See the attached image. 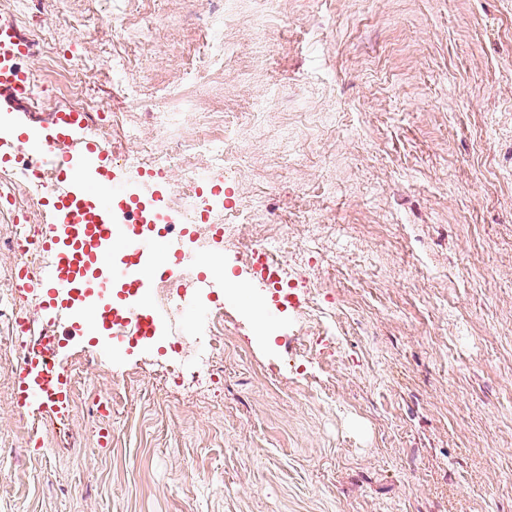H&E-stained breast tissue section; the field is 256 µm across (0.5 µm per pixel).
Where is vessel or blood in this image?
I'll return each instance as SVG.
<instances>
[{
    "instance_id": "obj_1",
    "label": "vessel or blood",
    "mask_w": 512,
    "mask_h": 512,
    "mask_svg": "<svg viewBox=\"0 0 512 512\" xmlns=\"http://www.w3.org/2000/svg\"><path fill=\"white\" fill-rule=\"evenodd\" d=\"M29 50V43L15 29L0 26V97L19 101L31 92L28 73L19 64ZM86 129V114L70 111L60 114L39 138L0 134V148L10 144L23 148L36 167L54 160L58 172L56 186L46 192L51 203L49 233L17 243L18 251L36 248L51 255L53 262L38 274L26 264H17L11 280L18 290L33 293L41 309L69 307L72 317L91 334L99 327V313L111 310L114 302L106 292L96 308L72 304L71 291L83 286L87 269L97 264L111 266L113 249H120L127 265L114 275L127 287L139 289L159 267L181 264L184 255L173 239L129 236L128 228L139 216L135 199H127L124 221L115 220L112 199L125 186L112 171L108 147L88 138ZM17 379V407L39 399L54 415L68 413L72 404L69 379L44 354L23 355Z\"/></svg>"
}]
</instances>
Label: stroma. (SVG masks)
Returning a JSON list of instances; mask_svg holds the SVG:
<instances>
[{"instance_id":"stroma-1","label":"stroma","mask_w":512,"mask_h":512,"mask_svg":"<svg viewBox=\"0 0 512 512\" xmlns=\"http://www.w3.org/2000/svg\"><path fill=\"white\" fill-rule=\"evenodd\" d=\"M261 8L0 0V25L35 44L22 66L53 90L0 102V121L39 133L87 101L108 114L112 153L136 155L157 87L182 84L238 132L225 202L258 235L287 228L288 282L313 301L268 307L266 335L239 290H217L214 380L195 386L186 364L165 391L171 341L53 345L67 312L27 307L31 341L83 383L66 416L17 408L18 362L0 351V512H512V0H280L260 42ZM146 12L159 18L147 54L134 38ZM215 17L230 48L218 79L181 53ZM265 89L275 104L260 113ZM0 192L2 336L8 240L30 202L1 168ZM185 244L220 251L226 278L265 295L248 240L194 224Z\"/></svg>"}]
</instances>
